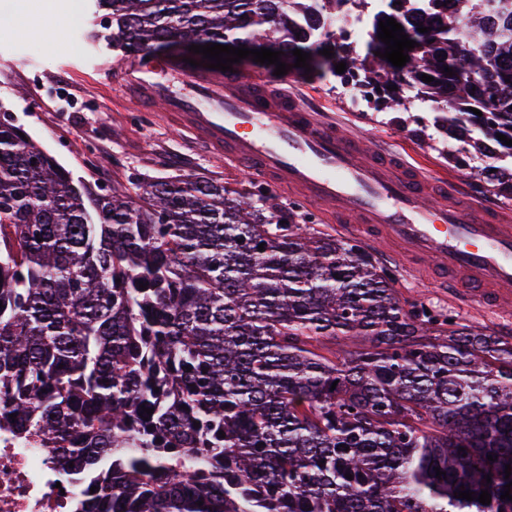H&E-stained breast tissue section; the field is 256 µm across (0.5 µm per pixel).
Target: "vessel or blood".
I'll list each match as a JSON object with an SVG mask.
<instances>
[{
    "mask_svg": "<svg viewBox=\"0 0 512 512\" xmlns=\"http://www.w3.org/2000/svg\"><path fill=\"white\" fill-rule=\"evenodd\" d=\"M119 78L125 94L163 107L209 153L299 189L350 235L393 246L395 258L436 269L449 288L488 306L512 297V225L461 184L427 175L257 74L190 69L140 52L122 59Z\"/></svg>",
    "mask_w": 512,
    "mask_h": 512,
    "instance_id": "b4317fda",
    "label": "vessel or blood"
}]
</instances>
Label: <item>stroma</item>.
Instances as JSON below:
<instances>
[{
  "label": "stroma",
  "mask_w": 512,
  "mask_h": 512,
  "mask_svg": "<svg viewBox=\"0 0 512 512\" xmlns=\"http://www.w3.org/2000/svg\"><path fill=\"white\" fill-rule=\"evenodd\" d=\"M36 2L0 0V114L12 116L71 172L75 182L104 180L111 188L132 193L150 181L205 175L248 200H258L264 193L276 195L305 223L339 233V225L325 211L296 192L209 156L190 134L169 124L162 110H138L117 81L119 51L106 42L93 44L80 37L89 25L100 28L105 22L103 16L93 15L91 0H51L47 10L37 8ZM243 71L262 75L275 87L287 84L289 91L329 118L390 145L428 174L465 181L477 198L496 203L512 225V199L475 179L477 170L494 165L493 156L451 142L418 102L405 100L396 112L384 108L351 112L344 106L339 78L331 73L312 78L294 69L285 82L270 65L254 62ZM369 253L393 272L401 298L512 334V315L461 298L377 248Z\"/></svg>",
  "instance_id": "stroma-1"
}]
</instances>
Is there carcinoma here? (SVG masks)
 <instances>
[{"instance_id":"obj_1","label":"carcinoma","mask_w":512,"mask_h":512,"mask_svg":"<svg viewBox=\"0 0 512 512\" xmlns=\"http://www.w3.org/2000/svg\"><path fill=\"white\" fill-rule=\"evenodd\" d=\"M295 2L94 6L125 52L261 32L291 67L295 49L313 73L346 63L381 105L432 76L436 121L512 160V0H430L419 24L389 0L419 43L401 68L375 55L379 24L358 58L297 32ZM22 131L0 121V429L93 479L76 512H512V338L401 299L371 255L276 203L199 176L94 191ZM485 180L512 192V165Z\"/></svg>"}]
</instances>
